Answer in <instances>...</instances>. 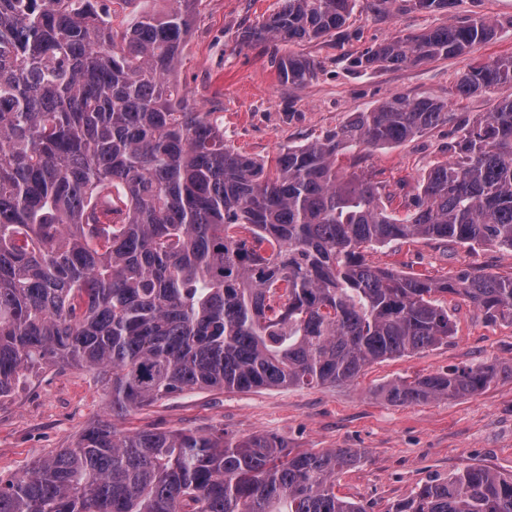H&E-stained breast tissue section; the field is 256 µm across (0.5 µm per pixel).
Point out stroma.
<instances>
[{
    "label": "stroma",
    "instance_id": "35a3bbf8",
    "mask_svg": "<svg viewBox=\"0 0 512 512\" xmlns=\"http://www.w3.org/2000/svg\"><path fill=\"white\" fill-rule=\"evenodd\" d=\"M279 5V0H202L175 75L181 92L191 105L223 117L228 146L259 160L324 138L354 113L394 95L447 102L452 121L342 160L347 171L381 182L394 207L412 204L424 172L450 158L461 121L479 118L497 101L493 92L459 97L455 85L470 65L512 55V0H455L450 11L434 13L377 14L359 7L346 25L350 37L345 41L242 43V31ZM476 17L495 20L496 35L463 55L367 72L350 65L396 32L417 33ZM290 52L321 63L304 87L279 81L278 60ZM365 258L376 267L433 279L463 272L512 275V251L494 245L471 249L449 240H416L367 249ZM440 304L454 327L447 342L377 361L336 388L191 391L116 419L97 371L51 367L30 373L11 396L0 399V474L24 472L41 457L72 446L85 429L113 420L128 430H220L236 439L269 435L301 451L359 450L361 462L337 475L334 491L367 512H386L420 486L470 466L512 476V378L456 399L394 403L384 395L397 379L451 366L512 365V323L488 321L455 295L441 297Z\"/></svg>",
    "mask_w": 512,
    "mask_h": 512
}]
</instances>
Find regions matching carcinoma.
Wrapping results in <instances>:
<instances>
[{"label": "carcinoma", "instance_id": "1", "mask_svg": "<svg viewBox=\"0 0 512 512\" xmlns=\"http://www.w3.org/2000/svg\"><path fill=\"white\" fill-rule=\"evenodd\" d=\"M447 11L453 0H399ZM201 0H0V398L43 365L101 370L112 416L185 391L337 386L448 339L440 294L512 322V276L452 280L368 265L372 244L450 240L512 250V55L458 78L460 97L505 89L461 126L416 206L387 212L381 183L338 158L422 135L448 104L395 95L322 140L266 162L224 144L222 120L174 75ZM357 0H282L242 41L332 37ZM474 18L397 33L364 71L461 55L492 40ZM318 63L292 52L279 80ZM248 229L251 240L233 228ZM512 365L450 368L385 388L395 403L477 394ZM352 448L293 451L223 431L85 430L73 447L0 475V512H366L334 492ZM387 512H512V477L481 467L419 487Z\"/></svg>", "mask_w": 512, "mask_h": 512}]
</instances>
